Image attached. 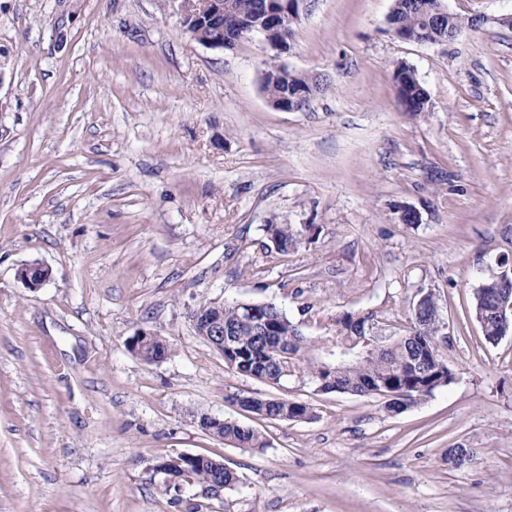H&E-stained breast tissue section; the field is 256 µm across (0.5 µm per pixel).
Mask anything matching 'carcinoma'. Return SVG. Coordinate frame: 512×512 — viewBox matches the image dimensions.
Segmentation results:
<instances>
[{
  "instance_id": "obj_1",
  "label": "carcinoma",
  "mask_w": 512,
  "mask_h": 512,
  "mask_svg": "<svg viewBox=\"0 0 512 512\" xmlns=\"http://www.w3.org/2000/svg\"><path fill=\"white\" fill-rule=\"evenodd\" d=\"M263 0H230V10L202 37L221 40L255 25L262 18ZM437 0H396L390 26L408 33L417 43L448 40V19L439 18ZM262 87L270 99L290 96L305 107L310 98L323 90L320 80L272 66L262 77ZM397 102L403 112H425L430 97L418 80L406 79L397 89ZM266 238L278 253L295 248L302 230L291 224L264 225ZM473 313L478 317L484 339L496 344L512 332V322L504 321L494 299L474 293ZM240 315L239 301L224 302L225 340L234 341L237 349L224 352V363L234 370L256 376L269 385H279L290 377H303L323 392L349 393L371 397L383 389L386 411L400 414L436 390L454 380L453 372L439 353L442 317L432 307H411L408 327L399 331L387 328L374 315L346 314L336 320V335L319 344L307 340L297 331L285 312L274 303L260 307V318L276 326L273 336H231ZM242 409L257 416L279 421H303L314 417L304 403L271 396H235ZM207 434L237 448H262L265 441L251 427L226 420L213 422ZM475 451L471 448L448 449V464L456 469L467 467ZM186 475L196 486L209 487L222 483L230 489L238 482L234 472L223 471L215 459L199 456L194 461L173 467L172 476Z\"/></svg>"
}]
</instances>
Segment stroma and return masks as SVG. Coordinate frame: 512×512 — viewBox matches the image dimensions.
I'll return each instance as SVG.
<instances>
[{"label": "stroma", "instance_id": "obj_1", "mask_svg": "<svg viewBox=\"0 0 512 512\" xmlns=\"http://www.w3.org/2000/svg\"><path fill=\"white\" fill-rule=\"evenodd\" d=\"M477 31L392 37L393 0H316L287 52L230 50L183 0H0V512H512V334L486 343L475 290L512 261V0H445ZM427 111H398V63ZM272 65L322 76L272 106ZM415 208L417 223L401 221ZM267 224L302 227L270 252ZM40 263L32 290L17 269ZM455 379L400 414L380 397L271 387L199 336L202 301L272 302L304 336L347 313L403 328L419 291ZM171 347L148 363L138 330ZM313 408L267 421L237 394ZM265 448L206 434L200 416ZM471 448L463 469L445 452ZM223 460L221 497L168 489L160 456ZM50 276L49 268L39 263L22 265L17 269V278L30 289L40 288ZM206 433L237 448H263L265 445L262 435L256 430L226 419L222 423L212 422Z\"/></svg>", "mask_w": 512, "mask_h": 512}]
</instances>
